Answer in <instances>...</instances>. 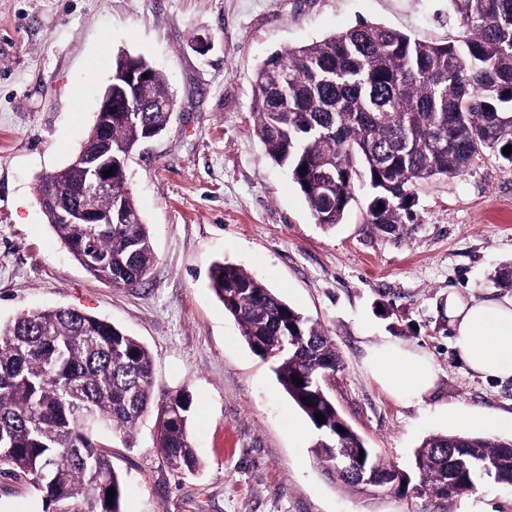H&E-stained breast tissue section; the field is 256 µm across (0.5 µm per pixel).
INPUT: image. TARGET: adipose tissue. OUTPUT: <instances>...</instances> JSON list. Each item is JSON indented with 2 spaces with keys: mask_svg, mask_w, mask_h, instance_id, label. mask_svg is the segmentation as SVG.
<instances>
[{
  "mask_svg": "<svg viewBox=\"0 0 512 512\" xmlns=\"http://www.w3.org/2000/svg\"><path fill=\"white\" fill-rule=\"evenodd\" d=\"M459 359L486 378H512V299L448 300ZM372 374L399 399L420 397L434 382L430 361L394 341L375 347L367 360Z\"/></svg>",
  "mask_w": 512,
  "mask_h": 512,
  "instance_id": "ef3b65f1",
  "label": "adipose tissue"
}]
</instances>
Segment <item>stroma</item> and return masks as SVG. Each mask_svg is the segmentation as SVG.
<instances>
[{"label":"stroma","mask_w":512,"mask_h":512,"mask_svg":"<svg viewBox=\"0 0 512 512\" xmlns=\"http://www.w3.org/2000/svg\"><path fill=\"white\" fill-rule=\"evenodd\" d=\"M361 22L433 42L460 31L448 0H0V322L56 307L103 318L150 351L156 397L193 400L197 472L168 466L154 413L131 446L113 438L123 512H512V490L489 479L450 499L374 498L327 476L310 422L209 286L213 262L232 263L320 322L342 359L328 380L339 413L399 468L425 437L458 432L460 408L498 415L497 437L512 438V379L468 371L447 314L452 295L512 296L492 282L512 263V164L488 153L421 184L419 224L397 244L369 234L359 201L335 229L316 224L255 132L262 62ZM122 50L166 76L176 110L128 169L154 265L115 287L71 258L36 183L79 150ZM385 341L430 359L420 398H394L365 369Z\"/></svg>","instance_id":"stroma-1"}]
</instances>
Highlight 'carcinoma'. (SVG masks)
<instances>
[{
  "mask_svg": "<svg viewBox=\"0 0 512 512\" xmlns=\"http://www.w3.org/2000/svg\"><path fill=\"white\" fill-rule=\"evenodd\" d=\"M448 4L463 28L453 40L427 42L360 23L276 52L258 68L255 131L325 229L343 222L360 187L361 223L401 241L418 223L420 182L460 176L486 151L512 164V154L502 153L512 146V0ZM146 81V98L114 110L110 123L91 130L82 152L110 153L125 163L149 130L166 128L167 80L151 67ZM318 167L336 176L330 203L313 177ZM124 171L113 172L112 200L100 201L103 209L124 207L119 224L64 222L60 214L76 205L84 182L68 163L56 175L62 189L41 203L73 259L114 286L141 280L155 261ZM210 287L249 348L276 364L279 384L314 428L313 452L327 474L360 490L366 483L355 475V462L362 452L363 467L389 476L394 465L364 443L324 387L340 356L322 325L234 264L214 263ZM154 388L149 350L104 319L62 307L0 323V477L31 486L42 512H122L112 436L129 443L154 406L167 464L177 473L196 471L191 399L177 392L156 405ZM485 478L512 487V439L437 434L415 450L417 493L440 498L448 483L461 496Z\"/></svg>",
  "mask_w": 512,
  "mask_h": 512,
  "instance_id": "obj_1",
  "label": "carcinoma"
}]
</instances>
